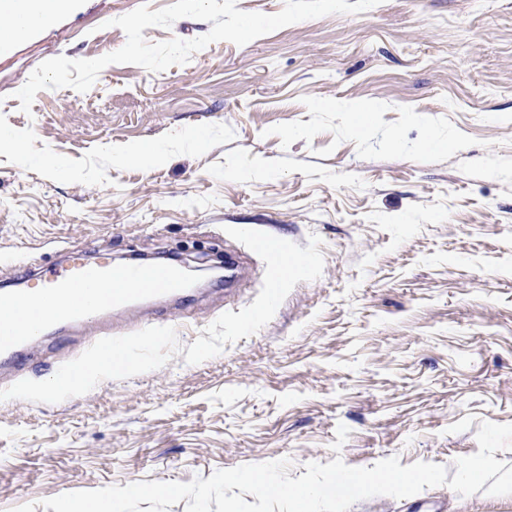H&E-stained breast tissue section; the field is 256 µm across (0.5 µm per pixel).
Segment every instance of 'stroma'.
<instances>
[{
	"instance_id": "obj_1",
	"label": "stroma",
	"mask_w": 512,
	"mask_h": 512,
	"mask_svg": "<svg viewBox=\"0 0 512 512\" xmlns=\"http://www.w3.org/2000/svg\"><path fill=\"white\" fill-rule=\"evenodd\" d=\"M145 1L175 2L77 0L0 50V289L68 248L201 267L233 249L251 274L229 300L190 291L153 350L132 324L124 357L86 353L105 316L1 369L0 512L284 457L294 478L391 456L455 475L481 422L512 423V0H382L159 73L112 64L21 111L39 64L118 50L112 19ZM252 238L279 255L277 303ZM349 512H512V495Z\"/></svg>"
}]
</instances>
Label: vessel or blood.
<instances>
[{"label":"vessel or blood","mask_w":512,"mask_h":512,"mask_svg":"<svg viewBox=\"0 0 512 512\" xmlns=\"http://www.w3.org/2000/svg\"><path fill=\"white\" fill-rule=\"evenodd\" d=\"M162 296L177 302L184 284L176 269L142 264L115 265L101 260L44 267L24 287L0 294V307H28L36 312L28 325L0 323V362L14 365L26 359L40 334L53 328L95 323L101 310L125 318L135 298Z\"/></svg>","instance_id":"vessel-or-blood-1"}]
</instances>
